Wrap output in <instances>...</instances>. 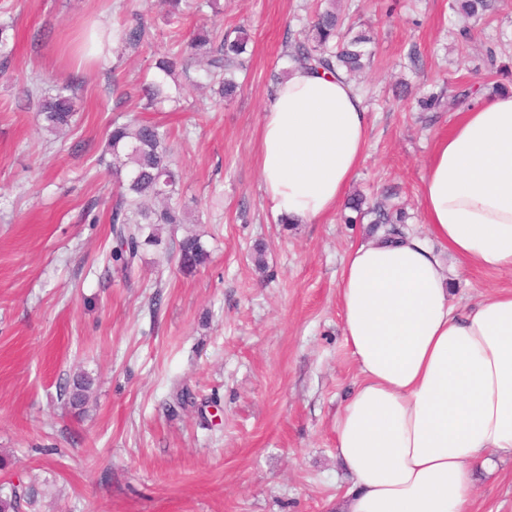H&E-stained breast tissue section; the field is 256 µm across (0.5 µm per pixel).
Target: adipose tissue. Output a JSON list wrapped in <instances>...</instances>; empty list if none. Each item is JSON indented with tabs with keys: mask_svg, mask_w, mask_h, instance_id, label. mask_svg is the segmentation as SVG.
I'll list each match as a JSON object with an SVG mask.
<instances>
[{
	"mask_svg": "<svg viewBox=\"0 0 512 512\" xmlns=\"http://www.w3.org/2000/svg\"><path fill=\"white\" fill-rule=\"evenodd\" d=\"M370 116L345 75L296 68L258 143L275 215L336 210L363 161ZM426 234L351 249L338 300L359 369L333 425L351 476L336 512H470L475 466L512 455V289L461 308L448 263L512 270V92L487 96L440 138L421 187Z\"/></svg>",
	"mask_w": 512,
	"mask_h": 512,
	"instance_id": "obj_1",
	"label": "adipose tissue"
}]
</instances>
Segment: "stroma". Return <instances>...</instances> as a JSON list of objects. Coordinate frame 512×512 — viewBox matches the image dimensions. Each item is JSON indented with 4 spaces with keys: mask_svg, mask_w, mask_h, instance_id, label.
Returning <instances> with one entry per match:
<instances>
[{
    "mask_svg": "<svg viewBox=\"0 0 512 512\" xmlns=\"http://www.w3.org/2000/svg\"><path fill=\"white\" fill-rule=\"evenodd\" d=\"M323 0H220L222 11L186 27L245 26L243 92L214 110L208 87L184 82L170 127L181 172L174 196L188 223L162 227L130 278L113 273L109 222L116 187L99 157L116 116L141 111L137 93L169 48L158 0H0L15 22L10 82H0V484L37 480L39 512H334L347 477L333 454V424L357 379L342 336L337 283L346 254L371 224L336 210L314 224L276 223L259 177L258 141L284 37ZM452 0H343L350 22L372 29L374 61L354 87L371 131L347 196L389 188L425 233L420 189L440 134L468 106L461 89L488 74L487 53L512 67V0L482 20ZM145 11L148 43L127 54L106 90L102 63L76 54L85 26L106 30L126 8ZM469 27L472 41L462 44ZM52 30L51 41L40 31ZM418 64H410L409 53ZM80 75L82 109L71 132L43 128L23 96L33 76L47 89ZM446 85L443 107L421 112L394 99L396 83ZM196 234L208 262L177 261ZM266 245V269L252 260ZM451 295L466 305L512 286V271L452 263ZM92 380L84 410L66 404L74 373ZM187 389L191 401L173 396ZM479 476L471 512H512V456Z\"/></svg>",
    "mask_w": 512,
    "mask_h": 512,
    "instance_id": "stroma-1",
    "label": "stroma"
}]
</instances>
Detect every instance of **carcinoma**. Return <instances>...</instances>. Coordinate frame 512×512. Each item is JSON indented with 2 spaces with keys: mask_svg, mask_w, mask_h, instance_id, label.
Returning a JSON list of instances; mask_svg holds the SVG:
<instances>
[{
  "mask_svg": "<svg viewBox=\"0 0 512 512\" xmlns=\"http://www.w3.org/2000/svg\"><path fill=\"white\" fill-rule=\"evenodd\" d=\"M167 15L172 31L174 47L159 57L152 77L141 85L142 109L155 110L166 104L176 111L180 107V85L171 84L178 74H189L191 67L201 71V78L217 88L219 100L214 107L234 99L242 89L237 74L247 69L248 36L242 27L219 33L204 26L186 31L181 25L184 16L202 13L204 9H217V0H166ZM454 9L468 18L478 19L491 9V0H455ZM13 26L0 24V76L7 72L8 63L14 54L10 30ZM148 24L143 13L128 12L112 37H103V52H112L114 61L108 74L116 73L124 63V54L136 50L147 42ZM115 46L108 47V42ZM371 36L364 31L356 32L346 23V16L336 11L335 0L330 6L316 12L308 22L304 38H285L282 56L291 67L323 69L329 73L340 71L351 80L371 64L372 52L367 49ZM79 79L70 78L48 94L40 80L34 79L26 89L27 102L35 103L49 129L71 126L77 112V86ZM170 131L161 124L149 120L133 119L126 123L112 122L107 135V148L112 153V176L118 184L119 193L112 205L110 224L117 246L112 250L113 267L123 275L131 272L140 249L160 244L156 225L183 223V211L172 202L176 186L180 181L179 170L171 159ZM347 208L357 213V218H346L356 222L367 214L373 215L371 223L384 229V235L400 233L406 224V213L381 201L366 205L360 194L350 198ZM179 265L192 271L205 264L207 251L197 236H186L178 244ZM91 379L78 374L72 378L66 391L68 404L73 409H82ZM40 490L36 482L27 484L0 485V512H21L26 507L36 512Z\"/></svg>",
  "mask_w": 512,
  "mask_h": 512,
  "instance_id": "1",
  "label": "carcinoma"
}]
</instances>
